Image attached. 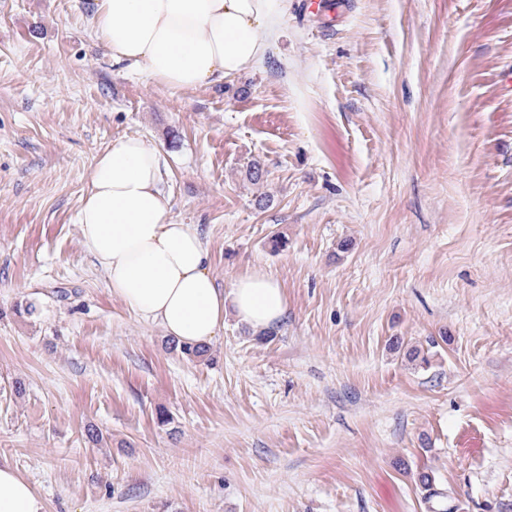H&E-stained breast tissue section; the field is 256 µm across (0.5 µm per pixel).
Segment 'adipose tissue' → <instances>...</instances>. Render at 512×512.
I'll use <instances>...</instances> for the list:
<instances>
[{"instance_id": "ef3b65f1", "label": "adipose tissue", "mask_w": 512, "mask_h": 512, "mask_svg": "<svg viewBox=\"0 0 512 512\" xmlns=\"http://www.w3.org/2000/svg\"><path fill=\"white\" fill-rule=\"evenodd\" d=\"M285 0H95L94 28L116 60H131L172 89L209 85L264 58ZM88 251L113 295L181 343L206 345L224 324V304L252 328L278 324L284 289L253 273L231 293L218 288L199 231L175 223L162 188V153L144 137L116 141L93 165L77 214ZM0 512H44L33 486L0 463Z\"/></svg>"}]
</instances>
